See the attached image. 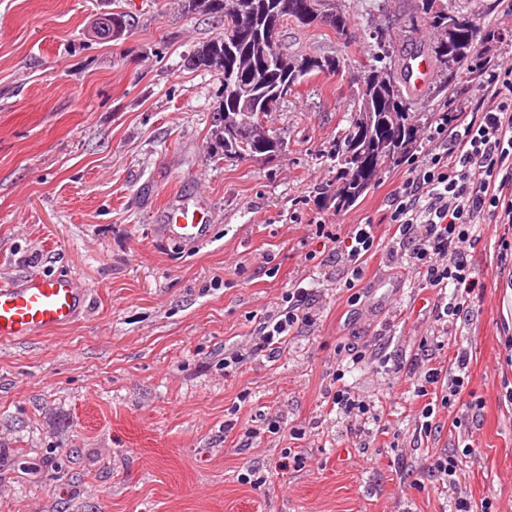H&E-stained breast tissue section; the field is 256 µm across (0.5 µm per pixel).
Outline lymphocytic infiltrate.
<instances>
[{"mask_svg":"<svg viewBox=\"0 0 512 512\" xmlns=\"http://www.w3.org/2000/svg\"><path fill=\"white\" fill-rule=\"evenodd\" d=\"M483 91L478 108L459 101L452 112H439L430 125L429 139L437 147L408 169L391 196L389 240L377 236L374 225L358 224L346 238L336 239V259L351 276L354 287L368 259L385 252L389 262L405 261L425 287L444 291L436 303L438 336H450L469 311L470 296L479 281L469 261L483 239L482 225L512 224V64L483 62L479 70ZM310 289L288 291L276 311L260 325L251 358L273 356L290 333L311 324ZM467 352H458L455 368L419 367L407 372L416 396L438 391V404L425 403L420 429L431 432L436 408H457L454 426L477 413L480 399L466 400Z\"/></svg>","mask_w":512,"mask_h":512,"instance_id":"obj_1","label":"lymphocytic infiltrate"}]
</instances>
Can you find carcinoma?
I'll use <instances>...</instances> for the list:
<instances>
[{
    "label": "carcinoma",
    "instance_id": "cac0c4a2",
    "mask_svg": "<svg viewBox=\"0 0 512 512\" xmlns=\"http://www.w3.org/2000/svg\"><path fill=\"white\" fill-rule=\"evenodd\" d=\"M334 0H179L187 16H208L224 23V34L196 46L189 59L197 68L217 75L222 82V108L209 137L226 158L276 156L281 139L262 122L269 103L292 91L302 79L319 73H336L341 61L334 57L288 54L279 49L284 24L326 22L334 32H344L347 18L336 11ZM244 27L229 28L238 11ZM411 26L428 25L439 39L432 49L440 71L455 76L473 58L476 25L460 13L456 0H421ZM378 52L364 71L357 107L343 141L336 146L340 187L324 200L342 209L352 205L379 173L398 163L417 143L418 127L410 120L408 75L395 74L394 50L380 31H373Z\"/></svg>",
    "mask_w": 512,
    "mask_h": 512
}]
</instances>
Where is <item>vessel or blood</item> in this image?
Listing matches in <instances>:
<instances>
[{"label": "vessel or blood", "instance_id": "1", "mask_svg": "<svg viewBox=\"0 0 512 512\" xmlns=\"http://www.w3.org/2000/svg\"><path fill=\"white\" fill-rule=\"evenodd\" d=\"M163 232L179 242L195 245L205 241L208 228L190 217L187 210H166ZM85 293L68 275H32L19 283L0 285V341H18L38 329H58L73 323Z\"/></svg>", "mask_w": 512, "mask_h": 512}]
</instances>
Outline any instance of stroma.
Instances as JSON below:
<instances>
[{
  "label": "stroma",
  "mask_w": 512,
  "mask_h": 512,
  "mask_svg": "<svg viewBox=\"0 0 512 512\" xmlns=\"http://www.w3.org/2000/svg\"><path fill=\"white\" fill-rule=\"evenodd\" d=\"M457 4L479 29V59L512 62L500 0ZM336 5L344 34L292 21L280 43L345 57L346 68L310 76L279 103L276 158L229 161L209 139L221 82L188 63L222 23L184 16L176 0H0V283L60 274L87 292L68 327L0 342V512H454L460 497L512 512V324L502 307L512 231H485L471 310L431 349L445 365L469 351L468 390L483 407L459 428L437 409L438 430L424 434V398L390 367L410 364L435 330L436 290L381 254L344 288L343 267L309 224L325 214L338 235L370 222L388 236L389 192L430 148L419 138L351 206L324 204L371 31L400 55L437 40L429 26L411 28L414 0ZM115 12L133 27L90 39L92 22ZM457 95L478 105L477 70L444 87L430 74L410 112ZM170 203L202 209L207 241L159 234ZM297 286L314 291L313 323L272 357L250 359L259 323ZM346 345L369 358L344 378L374 406L362 432L327 397ZM233 353L243 364L225 368ZM445 453L457 460L448 488L427 471ZM253 470L265 485L243 482Z\"/></svg>",
  "instance_id": "obj_1"
}]
</instances>
